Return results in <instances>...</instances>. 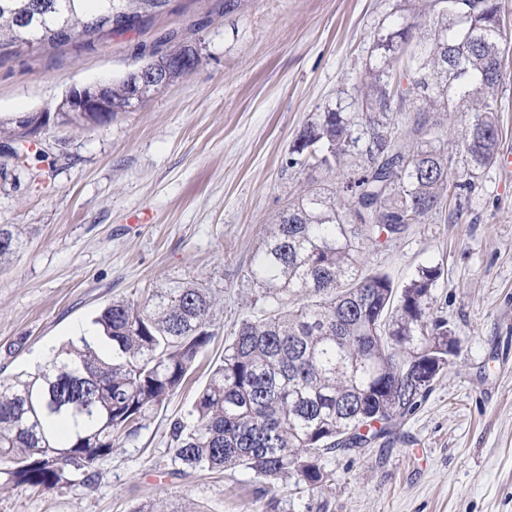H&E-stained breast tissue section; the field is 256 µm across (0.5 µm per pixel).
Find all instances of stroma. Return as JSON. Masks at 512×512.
Listing matches in <instances>:
<instances>
[{"mask_svg":"<svg viewBox=\"0 0 512 512\" xmlns=\"http://www.w3.org/2000/svg\"><path fill=\"white\" fill-rule=\"evenodd\" d=\"M398 0H168L131 30L0 60V121L52 112L74 85L117 82L183 44L194 71L110 123L50 125L0 146V225L21 246L0 263V377L83 330L112 301L175 282L212 288L215 335L177 396L87 482L0 489V512H134L164 497L182 512H261L245 470L177 475L184 418L241 320L266 304L250 261L308 173L288 167L317 114L354 111L375 39ZM500 162L472 191L367 265L405 283L441 277L434 308L460 339L452 366L388 446L324 456L328 480L283 483L286 512H512V51L499 88Z\"/></svg>","mask_w":512,"mask_h":512,"instance_id":"1","label":"stroma"}]
</instances>
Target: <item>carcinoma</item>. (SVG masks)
<instances>
[{
	"mask_svg": "<svg viewBox=\"0 0 512 512\" xmlns=\"http://www.w3.org/2000/svg\"><path fill=\"white\" fill-rule=\"evenodd\" d=\"M403 0V14L373 46L358 105L320 113L287 165L310 171L253 255L248 277L269 309L242 320L197 393L171 425L176 472L241 468L277 502L281 481L310 493L327 480L322 458L366 447L413 414L453 363L459 339L431 312L441 276L421 266L402 286L366 268L365 253L404 238L440 212L447 190L468 189L497 161L502 59L512 38L498 0ZM168 0H0V57L61 47L128 29ZM420 12L424 28L409 21ZM154 92L111 87L112 116ZM396 112H414L395 130ZM461 113L469 179L451 182L441 115ZM54 117L32 113L10 128L22 140ZM357 163L348 167V158ZM337 174L322 187L317 173ZM20 247L0 227V261ZM212 291L177 282L117 300L97 317L99 343L82 336L33 372L0 378V487L51 491L90 480L98 463L178 390L214 332ZM134 512H180L164 498Z\"/></svg>",
	"mask_w": 512,
	"mask_h": 512,
	"instance_id": "cac0c4a2",
	"label": "carcinoma"
}]
</instances>
